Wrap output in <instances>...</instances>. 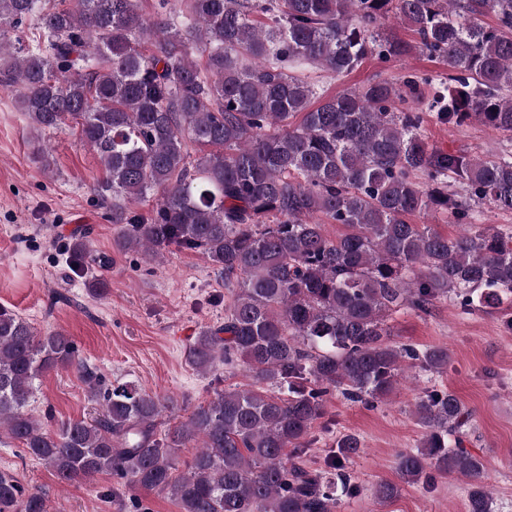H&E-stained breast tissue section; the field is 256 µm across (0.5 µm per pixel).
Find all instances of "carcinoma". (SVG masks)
<instances>
[{
	"label": "carcinoma",
	"instance_id": "cac0c4a2",
	"mask_svg": "<svg viewBox=\"0 0 512 512\" xmlns=\"http://www.w3.org/2000/svg\"><path fill=\"white\" fill-rule=\"evenodd\" d=\"M188 2L189 15L151 21L138 0H0V90L17 93L39 130L72 121L99 155L119 249L200 250L232 287L224 325L200 331L188 364L240 367L272 392L218 391L160 436L172 397L86 369L102 414L51 434L29 412L33 381L75 364L74 344L61 332L37 337L0 307V427L62 480L112 472L167 492L181 512H333L339 494L358 493L347 464L363 445L338 439L334 479L304 464L325 397L373 406L405 372L448 368L446 349L393 343L392 315H429L448 299L464 312L512 309V229L481 223L485 207L512 211V0ZM391 13L416 42L382 35ZM256 14L269 24L256 26ZM33 19L45 47L7 41ZM416 51L448 65L429 94L428 79L408 75L324 96L299 75L340 77L368 56ZM425 112L499 133L500 151L431 145ZM188 141L209 152L191 158ZM150 195L146 217L135 205ZM432 211L461 232L409 222ZM320 216L345 232L328 237ZM106 264L76 240L72 267ZM413 416L425 434L397 455L401 479L466 476L468 512H495L483 459L464 448L473 412L432 391ZM184 448L191 461L175 478ZM44 509L0 471V512Z\"/></svg>",
	"mask_w": 512,
	"mask_h": 512
}]
</instances>
